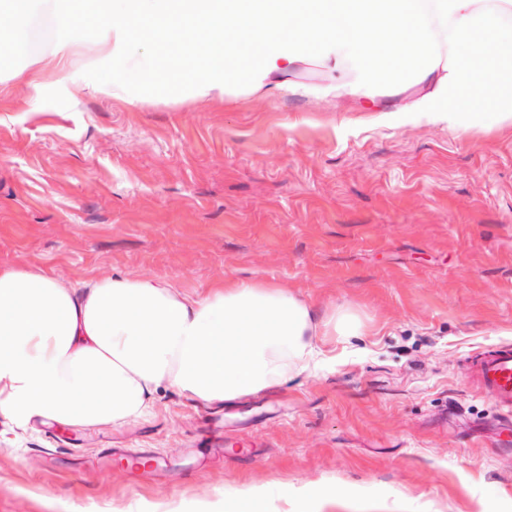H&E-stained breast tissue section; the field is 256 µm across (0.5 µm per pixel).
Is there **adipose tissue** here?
<instances>
[{
  "label": "adipose tissue",
  "instance_id": "adipose-tissue-1",
  "mask_svg": "<svg viewBox=\"0 0 512 512\" xmlns=\"http://www.w3.org/2000/svg\"><path fill=\"white\" fill-rule=\"evenodd\" d=\"M38 10L52 55L111 63L94 90L130 103L151 89L196 103L297 93L316 66L331 89L400 121L512 118V0H10L6 52L30 66ZM384 84L409 104L382 99ZM357 325L259 281L198 297L162 277L67 287L34 266L0 267V414L120 423L146 415L163 384L221 404L319 367L315 337ZM36 26H41L43 34L36 46H30L32 55L46 57L49 53L51 41H52V21L50 18L42 13L35 14L30 22L31 34Z\"/></svg>",
  "mask_w": 512,
  "mask_h": 512
}]
</instances>
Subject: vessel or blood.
<instances>
[{"mask_svg": "<svg viewBox=\"0 0 512 512\" xmlns=\"http://www.w3.org/2000/svg\"><path fill=\"white\" fill-rule=\"evenodd\" d=\"M474 377L499 412L512 413V343L490 347L477 355Z\"/></svg>", "mask_w": 512, "mask_h": 512, "instance_id": "1", "label": "vessel or blood"}]
</instances>
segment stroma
Returning <instances> with one entry per match:
<instances>
[{
  "instance_id": "obj_1",
  "label": "stroma",
  "mask_w": 512,
  "mask_h": 512,
  "mask_svg": "<svg viewBox=\"0 0 512 512\" xmlns=\"http://www.w3.org/2000/svg\"><path fill=\"white\" fill-rule=\"evenodd\" d=\"M89 56L0 62V265L65 285L262 280L359 336L335 369L221 405L160 387L146 416L0 415V512H512V446L471 359L512 341V120L391 124L343 94L193 104L90 91ZM140 450L144 468L109 445Z\"/></svg>"
}]
</instances>
